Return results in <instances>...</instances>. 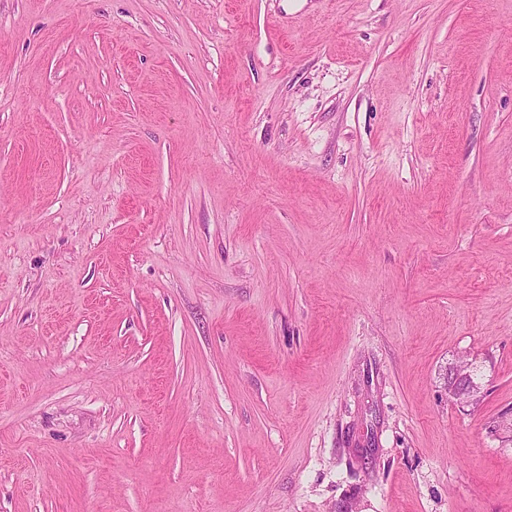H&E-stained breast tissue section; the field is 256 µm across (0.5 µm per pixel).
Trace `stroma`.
I'll return each mask as SVG.
<instances>
[{
  "mask_svg": "<svg viewBox=\"0 0 512 512\" xmlns=\"http://www.w3.org/2000/svg\"><path fill=\"white\" fill-rule=\"evenodd\" d=\"M511 417L512 0H0V512H512Z\"/></svg>",
  "mask_w": 512,
  "mask_h": 512,
  "instance_id": "obj_1",
  "label": "stroma"
}]
</instances>
